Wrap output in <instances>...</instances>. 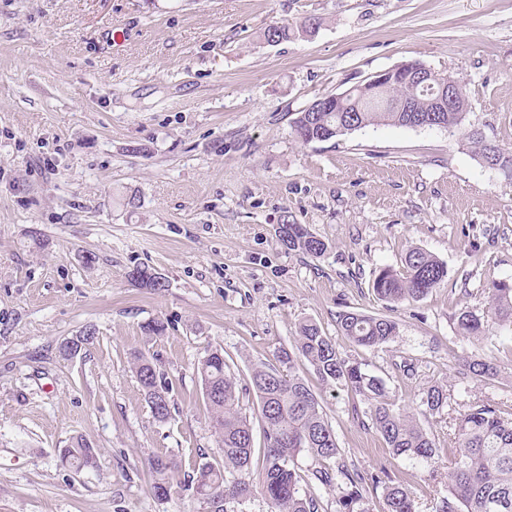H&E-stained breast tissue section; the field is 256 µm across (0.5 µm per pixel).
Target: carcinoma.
<instances>
[{"label":"carcinoma","instance_id":"obj_1","mask_svg":"<svg viewBox=\"0 0 512 512\" xmlns=\"http://www.w3.org/2000/svg\"><path fill=\"white\" fill-rule=\"evenodd\" d=\"M292 28L273 24L264 32L271 43L286 40ZM464 100L458 112L441 113L450 131L462 129L470 104L471 89L462 84ZM413 97L415 111L401 112L399 101ZM433 95L428 88L414 90L391 87L380 94L355 88L335 110L313 109L296 113L293 129L304 144L326 141L369 126L399 125L412 127L432 108ZM472 153L479 163L500 174L512 184V148H504L471 129L466 134ZM279 241L290 251L322 255L328 245L304 224H290L280 230ZM405 271L383 268L375 276L372 288L378 299L390 306L420 300L440 286L447 268L438 258L420 247L410 248L404 257ZM496 318L512 327V284L492 283L482 289ZM461 335L477 338L485 334L481 318L469 308L454 315ZM338 330L350 342L362 347H377L398 335L399 324L387 315H366L347 311L339 315ZM279 367L255 366L251 385L259 401L258 413L265 425L266 453L262 473V493L270 512H318L314 495L302 488L305 481L299 456L310 457L318 468L312 471L321 484L343 489L339 498L341 512H373L366 506L367 478L344 470L331 472L324 463L340 453L335 433L325 418L318 395L294 373L299 360L307 362L327 384H342L363 397L368 406L372 428L396 457L429 463L438 456L434 440L415 415L400 406L386 383L364 371L361 364L342 357L336 343L312 321L299 323L292 349H281ZM197 374L210 406L211 426L216 435L222 463L194 462L192 479L195 495L207 505L208 512H226L225 505L247 497L252 491L250 463L253 434L250 420L243 414L235 377L224 360V352L210 349L198 360ZM466 377L485 381L499 376L497 364L471 359L464 364ZM135 372L144 399L153 416L165 421L170 417L168 388L152 363L143 355L135 357ZM423 412L436 414L448 406V390L441 385L427 388L420 400ZM456 451L448 458V497L440 512H512V417H505L489 404H479L455 418ZM63 458L78 469H92L98 450L83 440L72 442ZM181 463L155 457L150 463L152 492L165 499L170 495V476ZM381 512H416L414 499L401 484L385 486Z\"/></svg>","mask_w":512,"mask_h":512}]
</instances>
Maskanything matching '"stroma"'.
Returning a JSON list of instances; mask_svg holds the SVG:
<instances>
[{"instance_id": "obj_1", "label": "stroma", "mask_w": 512, "mask_h": 512, "mask_svg": "<svg viewBox=\"0 0 512 512\" xmlns=\"http://www.w3.org/2000/svg\"><path fill=\"white\" fill-rule=\"evenodd\" d=\"M311 17L313 35L264 37ZM411 61L466 82V125L512 147V0H0V512H206L185 469L156 499L149 462L220 459L195 369L215 348L254 440V489L227 510L269 512L250 373L275 365L305 319L411 413L429 386L447 388V407L422 420L439 457L418 463L389 453L359 396L295 366L336 434L331 468L385 472L416 512H438L457 412L512 413V329L480 292L512 282V185L443 128L305 144L292 127L317 98ZM285 219L327 251L283 247ZM413 247L448 275L388 308L372 280ZM136 266L164 288L131 284ZM464 306L488 336L459 335ZM345 311L390 314L400 332L355 345L337 328ZM154 320L164 335L145 333ZM89 329L77 355L60 354ZM138 354L169 387L167 421L143 398ZM474 355L498 379L463 377ZM78 438L98 448L95 468L63 462Z\"/></svg>"}]
</instances>
